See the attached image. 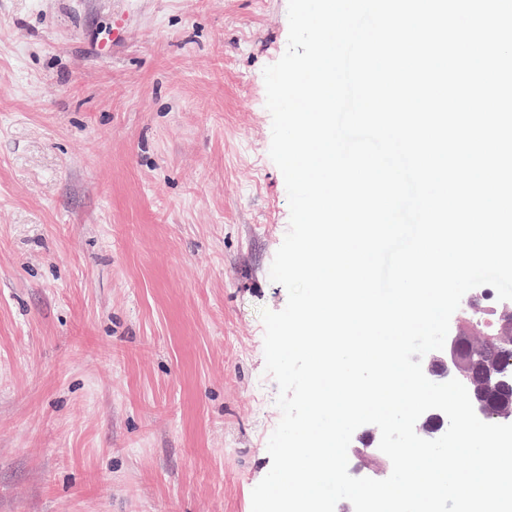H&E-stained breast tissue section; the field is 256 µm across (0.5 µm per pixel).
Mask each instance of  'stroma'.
I'll list each match as a JSON object with an SVG mask.
<instances>
[{
	"mask_svg": "<svg viewBox=\"0 0 512 512\" xmlns=\"http://www.w3.org/2000/svg\"><path fill=\"white\" fill-rule=\"evenodd\" d=\"M287 40V0H0V512H252Z\"/></svg>",
	"mask_w": 512,
	"mask_h": 512,
	"instance_id": "1",
	"label": "stroma"
}]
</instances>
